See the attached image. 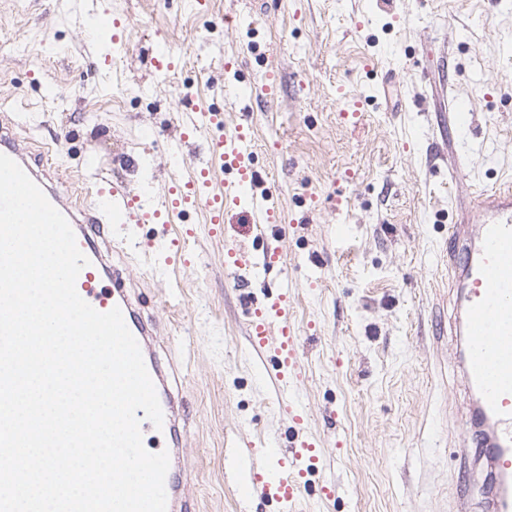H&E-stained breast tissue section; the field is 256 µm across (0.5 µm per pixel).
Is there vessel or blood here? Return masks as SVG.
Masks as SVG:
<instances>
[{
	"instance_id": "1",
	"label": "vessel or blood",
	"mask_w": 512,
	"mask_h": 512,
	"mask_svg": "<svg viewBox=\"0 0 512 512\" xmlns=\"http://www.w3.org/2000/svg\"><path fill=\"white\" fill-rule=\"evenodd\" d=\"M179 126L183 136L212 132L210 161L200 166L195 180L173 184L167 193H113L104 201L76 207L52 187L40 173V161L29 160L12 135L0 128V154L13 159L29 177L44 188L50 203L69 221L80 251L88 258L76 282L78 294L93 308L106 312L120 308L124 321L137 339L155 385L163 411L162 428L142 421V440L160 445L163 432H175L181 420L179 402L170 393L167 375L157 361L153 343L154 324L145 320L127 292L119 271L109 269L95 241L110 232L105 223L108 211L123 212L127 222L154 225L157 241L168 236L173 216H182L203 206L209 221L220 224L227 208L246 205L255 223L273 227L275 199L259 191L252 165L251 142L242 126L228 127L220 112L185 114ZM472 227H448V265L454 270L460 290L462 317L458 332L463 338L462 365L476 395L471 421H485L490 442L486 452L490 475L498 481L493 512H512V180L492 190L474 193L471 201ZM230 263L238 268L264 272L279 261L277 253L254 254L240 248L228 251ZM250 345L258 358L261 374L273 397L287 403L289 422L285 432L266 449L261 461L250 462L245 484L248 501L273 506L275 512H297L301 500L312 494L335 496L334 482L322 479L312 487L310 479L326 468V458L307 434V415L300 395L302 366L289 304L288 290L278 285L261 303L251 304ZM170 467L165 479L167 512H194L193 504L178 479L180 449L169 451Z\"/></svg>"
}]
</instances>
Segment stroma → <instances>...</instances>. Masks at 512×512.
<instances>
[{"instance_id": "obj_1", "label": "stroma", "mask_w": 512, "mask_h": 512, "mask_svg": "<svg viewBox=\"0 0 512 512\" xmlns=\"http://www.w3.org/2000/svg\"><path fill=\"white\" fill-rule=\"evenodd\" d=\"M268 72L271 95L225 99V84ZM449 98L470 111L450 113ZM199 110L247 126L279 238L259 237L239 207L217 228L189 211L173 222L185 262L167 283L143 263L152 226L116 213L99 243L158 328L198 512H244L226 453L267 443L286 417L250 355L232 247L278 251L266 279L293 281L308 430L338 462V496L305 512H453L459 465L479 460L450 421L469 395L448 226L477 190L512 178V0H97L90 12L0 0V125L62 172L73 203L89 183L159 192L191 178L206 135L183 144L179 166L168 148L180 113Z\"/></svg>"}]
</instances>
